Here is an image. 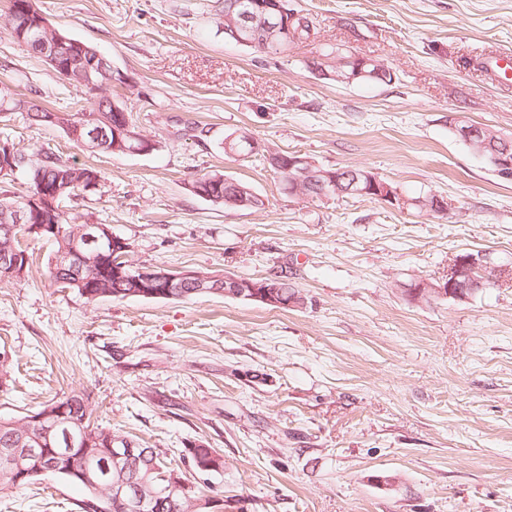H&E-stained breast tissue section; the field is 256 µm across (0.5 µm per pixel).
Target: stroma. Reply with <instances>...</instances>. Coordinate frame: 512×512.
Here are the masks:
<instances>
[{"label":"stroma","instance_id":"stroma-1","mask_svg":"<svg viewBox=\"0 0 512 512\" xmlns=\"http://www.w3.org/2000/svg\"><path fill=\"white\" fill-rule=\"evenodd\" d=\"M34 2L125 81L70 84L14 39L0 0V90L69 114L105 96L159 143L96 154L25 113L0 119L29 158L98 171L97 191L69 208L127 239L135 263L282 275L305 303L90 302L50 282V245L28 239V276L0 282V417L85 393L92 423L137 436L224 512H512V282L464 301L408 292L465 252L512 265V180L448 127L458 114L512 138V85L478 65L482 50L512 47V0H288L316 30L277 54L225 36L222 0ZM349 56L384 63L390 80H330ZM197 125L209 139L186 136ZM242 133L260 154L218 148ZM270 152L366 168L406 198L436 193L452 208L291 196ZM212 172L248 182L264 208L193 195ZM197 441L222 471L193 469ZM85 499L43 477L0 493V512H82Z\"/></svg>","mask_w":512,"mask_h":512}]
</instances>
